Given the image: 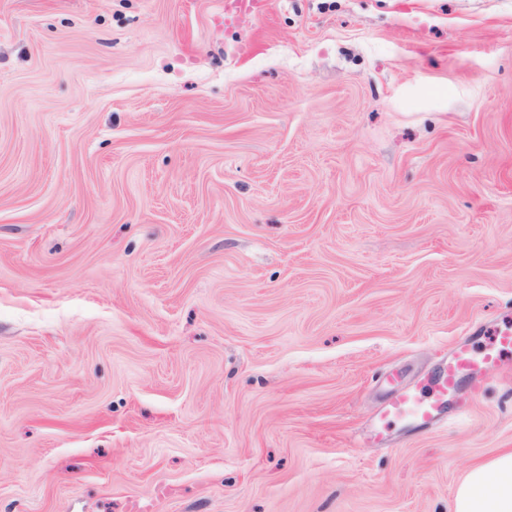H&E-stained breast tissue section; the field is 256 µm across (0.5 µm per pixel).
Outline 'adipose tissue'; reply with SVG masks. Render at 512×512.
<instances>
[{
	"label": "adipose tissue",
	"instance_id": "ef3b65f1",
	"mask_svg": "<svg viewBox=\"0 0 512 512\" xmlns=\"http://www.w3.org/2000/svg\"><path fill=\"white\" fill-rule=\"evenodd\" d=\"M451 512H512V448L469 469L455 488Z\"/></svg>",
	"mask_w": 512,
	"mask_h": 512
}]
</instances>
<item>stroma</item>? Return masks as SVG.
<instances>
[{"instance_id": "stroma-1", "label": "stroma", "mask_w": 512, "mask_h": 512, "mask_svg": "<svg viewBox=\"0 0 512 512\" xmlns=\"http://www.w3.org/2000/svg\"><path fill=\"white\" fill-rule=\"evenodd\" d=\"M505 327L512 0H0V512H449ZM500 344L502 349L496 351L489 348L481 355H476L465 344H459L452 359L448 362L434 397L425 400L420 393L410 390L400 393L388 405L381 419L380 428L383 429L387 423L393 421H400L407 425H414V427L433 425L442 421L444 409L448 405V392L454 391L467 373L496 363L500 359L501 351L505 350V346L512 345V337L502 336Z\"/></svg>"}]
</instances>
